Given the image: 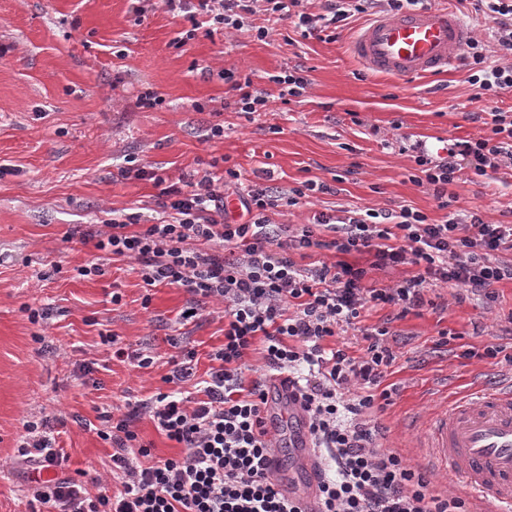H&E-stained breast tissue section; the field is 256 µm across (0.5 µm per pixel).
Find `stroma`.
I'll use <instances>...</instances> for the list:
<instances>
[{"mask_svg": "<svg viewBox=\"0 0 512 512\" xmlns=\"http://www.w3.org/2000/svg\"><path fill=\"white\" fill-rule=\"evenodd\" d=\"M357 18L332 41L303 37L288 22L259 40L244 27L198 32L176 45L189 23L150 0L136 15L130 0H0V512H25L34 488L17 458L28 420L49 418L69 455L66 475L110 479V444L98 436L104 417L126 401L172 389L196 392L224 342L222 308L183 320L188 296L169 286L144 288L137 264L105 263L104 276L74 278L90 259L76 227L115 214L155 215L160 189L121 175L128 158L181 183L225 158L242 181L267 171L264 183L288 196L306 180L327 183L309 203L280 204L277 224H304L319 212L337 217L358 209L407 206L441 219L430 194L413 177L415 142L437 150L441 140L475 137L468 100L473 88L463 64L411 81L369 74L350 43L365 25ZM305 67L311 81L301 97L280 98L273 75ZM249 75L270 95L266 111L245 114L221 70ZM152 90L161 106L143 109L137 97ZM223 121V139H208ZM459 214L483 208L486 220L512 223V171L450 185ZM61 271L40 279L51 264ZM122 301L113 304V293ZM495 303L462 288L436 287L428 305L395 318L390 307H369L360 324L392 319L396 359L387 383L394 392L378 416L384 447L414 446L437 398L492 387L512 376V280L496 284ZM50 308L48 323L31 324L25 306ZM483 349L502 346L496 359L461 357L438 346L440 332ZM116 333L129 359H114L103 334ZM197 353L194 380L165 378L177 345ZM154 357L138 368L136 353Z\"/></svg>", "mask_w": 512, "mask_h": 512, "instance_id": "1", "label": "stroma"}]
</instances>
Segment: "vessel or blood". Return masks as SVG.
Returning <instances> with one entry per match:
<instances>
[{"label":"vessel or blood","instance_id":"1","mask_svg":"<svg viewBox=\"0 0 512 512\" xmlns=\"http://www.w3.org/2000/svg\"><path fill=\"white\" fill-rule=\"evenodd\" d=\"M471 38L458 14L429 8L372 18L351 45L353 56L372 73L407 80L431 75L455 63ZM273 398L264 409L269 435L287 440L304 473L284 495L303 512H317L318 454L306 412L283 377L272 381ZM420 461L461 485L476 504L512 512V379L478 388L444 406L421 445Z\"/></svg>","mask_w":512,"mask_h":512}]
</instances>
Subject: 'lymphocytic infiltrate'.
<instances>
[{"label":"lymphocytic infiltrate","mask_w":512,"mask_h":512,"mask_svg":"<svg viewBox=\"0 0 512 512\" xmlns=\"http://www.w3.org/2000/svg\"><path fill=\"white\" fill-rule=\"evenodd\" d=\"M380 1L396 12L423 2L325 0L318 16L306 12L304 0H165V6L185 13L191 40L202 26L238 30L256 16L323 33ZM467 2L489 25L463 55L484 133L449 140L436 160L426 145L415 148V181L437 201L442 219L404 207L386 224L369 208L341 219L321 212L306 224H275L268 214L282 200L259 181L239 186L237 171L218 161L178 186L129 159L130 173L160 187L161 213L145 222L133 214L112 219L83 233V241L102 255L137 261L145 287L184 289L183 319L195 318L203 303L223 304L224 343L209 355L201 397L171 391L127 403L101 432L114 448L112 483L91 488L61 476L68 456L48 420L26 421L19 458L35 472L54 471L35 487L28 512H302L282 497L269 467L275 443L262 407L271 371L286 376L308 413L322 467L318 512H470L465 497L434 489L401 450L381 443L375 412L390 396L382 382L395 359L389 326L362 329L368 347L357 357L345 346L325 345L357 326L366 307L390 306L404 315L423 307L438 285L480 292L492 302L495 285L512 280V263L501 258L512 250V224L488 221L478 209L463 221L449 210L448 187L461 175L512 170V113L496 105L512 92V0ZM232 184L247 214L237 224L224 219V190ZM311 248L335 250L341 259L314 270L299 267L293 253ZM354 252L372 254L371 268L345 262ZM398 266L417 273L393 285L369 282L370 270ZM256 350L263 370L249 379L247 357ZM144 416L179 455L156 459L139 443L134 424Z\"/></svg>","instance_id":"obj_1"}]
</instances>
